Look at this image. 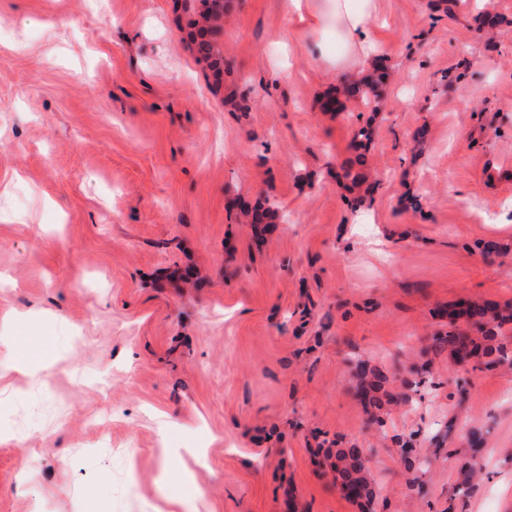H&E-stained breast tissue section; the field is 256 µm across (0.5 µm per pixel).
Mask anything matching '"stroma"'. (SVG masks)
Segmentation results:
<instances>
[{"label": "stroma", "instance_id": "1", "mask_svg": "<svg viewBox=\"0 0 512 512\" xmlns=\"http://www.w3.org/2000/svg\"><path fill=\"white\" fill-rule=\"evenodd\" d=\"M376 7L373 112L290 0H227L220 74L194 0H0V364L36 344L53 379L10 369L0 512H360L326 457L353 444L375 512H512V371L432 350L460 299L512 303L482 256L512 245V0ZM359 359L393 393L428 367L384 427ZM355 376L359 379L357 385V396L368 412L369 426H383V419L376 410L383 407L382 398L377 395L382 389L384 383L388 382L387 375L377 366H371L369 363L357 360L354 366Z\"/></svg>", "mask_w": 512, "mask_h": 512}]
</instances>
